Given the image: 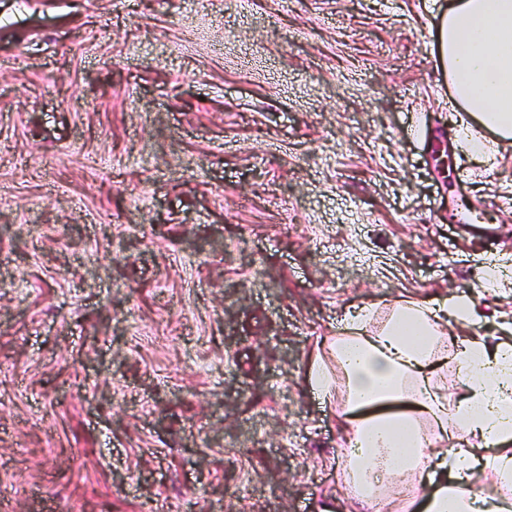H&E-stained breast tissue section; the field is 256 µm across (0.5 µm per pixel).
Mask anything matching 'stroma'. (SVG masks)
Masks as SVG:
<instances>
[{
    "mask_svg": "<svg viewBox=\"0 0 512 512\" xmlns=\"http://www.w3.org/2000/svg\"><path fill=\"white\" fill-rule=\"evenodd\" d=\"M452 0H0V512H349L348 310L512 291ZM469 127L470 126L465 123L464 129L468 136L465 134L462 135L461 141L463 150L467 154H471L476 157L479 163L489 168L492 167L495 162V146L499 144L498 141L493 138L489 139L477 128L475 129L479 131L480 134L474 136L467 131Z\"/></svg>",
    "mask_w": 512,
    "mask_h": 512,
    "instance_id": "35a3bbf8",
    "label": "stroma"
}]
</instances>
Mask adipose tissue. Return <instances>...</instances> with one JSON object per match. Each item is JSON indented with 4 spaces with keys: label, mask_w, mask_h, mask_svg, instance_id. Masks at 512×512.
Segmentation results:
<instances>
[{
    "label": "adipose tissue",
    "mask_w": 512,
    "mask_h": 512,
    "mask_svg": "<svg viewBox=\"0 0 512 512\" xmlns=\"http://www.w3.org/2000/svg\"><path fill=\"white\" fill-rule=\"evenodd\" d=\"M436 38L456 97L481 128L462 136V147L493 166L497 138L512 132V0H454ZM482 317L472 296L402 300L380 328L371 324V309L345 313L336 339L342 377L320 366L314 384L323 397L345 402L342 440L367 512L377 488L413 473L429 493L411 512H512L506 499L471 488L486 470L494 482L512 483V320L501 322L497 342L468 336L456 354L445 347L450 322ZM450 360L462 384L452 402L433 382ZM405 399L410 410L385 411Z\"/></svg>",
    "instance_id": "ef3b65f1"
}]
</instances>
